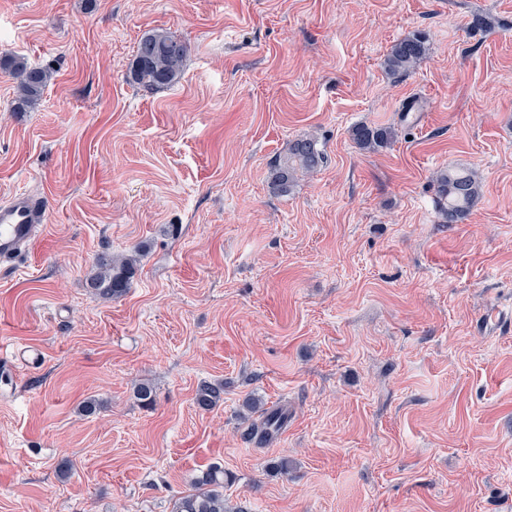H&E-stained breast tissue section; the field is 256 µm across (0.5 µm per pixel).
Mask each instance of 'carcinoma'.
Wrapping results in <instances>:
<instances>
[{"instance_id": "1", "label": "carcinoma", "mask_w": 512, "mask_h": 512, "mask_svg": "<svg viewBox=\"0 0 512 512\" xmlns=\"http://www.w3.org/2000/svg\"><path fill=\"white\" fill-rule=\"evenodd\" d=\"M188 47L182 40L164 32L153 31L139 41L131 71L132 82L146 87H165L179 79ZM426 53L422 37L412 35L398 41L385 59V67L392 74L414 69ZM17 79L18 108L34 107L42 98L51 80L49 70L31 67L22 59L10 62ZM352 140L363 150L374 151L394 138L389 127L373 128L357 125L351 129ZM324 163V154L314 137L294 140L288 148V159L276 162L270 170V186L278 194L286 195L294 187L298 176L318 171ZM440 199L446 202L443 215L446 223L463 222L482 193L477 174L470 169H450L437 176ZM137 258L101 257L88 286L95 294L112 298L121 295L135 274ZM224 385L202 383L195 396L196 405L203 411L213 409L223 400ZM288 425V411L280 409L263 412V419L253 426V434L265 441ZM231 476L218 465L210 466L196 476L193 492L180 498L174 512H244L224 499V484Z\"/></svg>"}]
</instances>
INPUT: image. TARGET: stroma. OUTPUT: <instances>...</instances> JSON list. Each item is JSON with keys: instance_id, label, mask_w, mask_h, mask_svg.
<instances>
[{"instance_id": "35a3bbf8", "label": "stroma", "mask_w": 512, "mask_h": 512, "mask_svg": "<svg viewBox=\"0 0 512 512\" xmlns=\"http://www.w3.org/2000/svg\"><path fill=\"white\" fill-rule=\"evenodd\" d=\"M158 29L188 52L156 89L129 71ZM0 57L53 73L20 112L0 68V202L50 204L0 266V350L44 353L0 381V512H173L212 464L248 512H512V0H0ZM306 136L325 164L274 194ZM453 167L482 180L461 224ZM250 398L288 407L270 443ZM426 53L422 37L412 35L398 41L385 59V67L392 74L413 70ZM352 140L360 149L374 151L394 138L389 127L373 128L367 125H357L351 129ZM436 181L440 199L448 202L443 207L446 223H462L481 196L480 178L470 169L459 168L441 172ZM137 258L100 257L95 264V271L88 280L89 288L95 294L112 298L121 295L135 274ZM224 385L202 383L197 389L195 396L196 405L203 411H210L220 401H223Z\"/></svg>"}]
</instances>
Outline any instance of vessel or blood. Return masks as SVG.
I'll list each match as a JSON object with an SVG mask.
<instances>
[{
	"label": "vessel or blood",
	"mask_w": 512,
	"mask_h": 512,
	"mask_svg": "<svg viewBox=\"0 0 512 512\" xmlns=\"http://www.w3.org/2000/svg\"><path fill=\"white\" fill-rule=\"evenodd\" d=\"M47 201L26 193L0 203V262L27 256L48 219Z\"/></svg>",
	"instance_id": "vessel-or-blood-1"
}]
</instances>
